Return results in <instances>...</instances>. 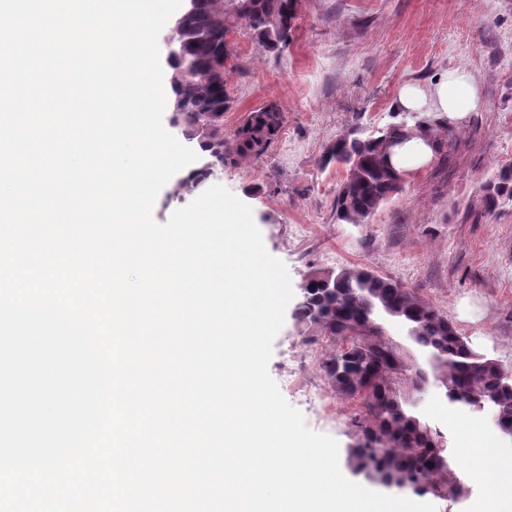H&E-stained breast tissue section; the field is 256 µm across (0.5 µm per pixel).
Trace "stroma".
Instances as JSON below:
<instances>
[{
	"instance_id": "stroma-1",
	"label": "stroma",
	"mask_w": 512,
	"mask_h": 512,
	"mask_svg": "<svg viewBox=\"0 0 512 512\" xmlns=\"http://www.w3.org/2000/svg\"><path fill=\"white\" fill-rule=\"evenodd\" d=\"M224 141L249 112L275 102L284 128L267 152L219 168L221 184L251 206L266 250L287 267L293 287L316 271L362 264L416 289L438 306L472 348L512 371V199L482 216L481 187L512 169V0H299L291 42L265 51L246 30L230 37ZM457 67L480 87L481 107L456 126L460 150L448 165L406 172L403 189L366 224L337 222L342 173L321 167L326 146L357 129L395 122L406 85L426 86ZM328 348L309 342L286 318L269 372L297 371L307 394L285 390L310 429L354 441L358 401L336 395L321 362ZM418 412L463 447L475 429L512 453L490 413L458 411L449 420L441 388L429 385Z\"/></svg>"
}]
</instances>
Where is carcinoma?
<instances>
[{
    "label": "carcinoma",
    "instance_id": "cac0c4a2",
    "mask_svg": "<svg viewBox=\"0 0 512 512\" xmlns=\"http://www.w3.org/2000/svg\"><path fill=\"white\" fill-rule=\"evenodd\" d=\"M299 0H193L168 37L178 55L167 62L168 81L177 103L178 135L200 150L199 166L182 178L186 190L210 171L232 160L224 151L227 25L251 32L268 52L288 46L298 19ZM284 115L273 103L249 112L235 131L237 153L263 155L279 137ZM423 132L434 141L443 164L458 149L448 121L416 112L368 133L358 132L328 144L322 164L336 163L345 175L336 189V221L366 224L401 188L399 173L386 162L388 146ZM512 196V173L487 183L481 202L495 210L499 197ZM294 320L337 344L321 362L328 387L361 403L354 444L348 448L353 475L388 489L431 495L457 503L470 489L460 476L445 434L414 412L422 383L443 389L448 404L474 412L489 410L494 420L512 425V372L475 351L439 308L416 291L366 265L313 273L303 284ZM398 328L427 357L429 369L396 341Z\"/></svg>",
    "mask_w": 512,
    "mask_h": 512
}]
</instances>
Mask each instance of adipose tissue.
I'll return each mask as SVG.
<instances>
[{
	"mask_svg": "<svg viewBox=\"0 0 512 512\" xmlns=\"http://www.w3.org/2000/svg\"><path fill=\"white\" fill-rule=\"evenodd\" d=\"M481 96L477 84L466 70L455 69L438 82L426 86H404L397 104L404 112H421L447 119L449 125L462 124L476 111ZM434 157L430 141L421 134L394 144L389 149L391 165L400 171L421 167Z\"/></svg>",
	"mask_w": 512,
	"mask_h": 512,
	"instance_id": "adipose-tissue-1",
	"label": "adipose tissue"
}]
</instances>
